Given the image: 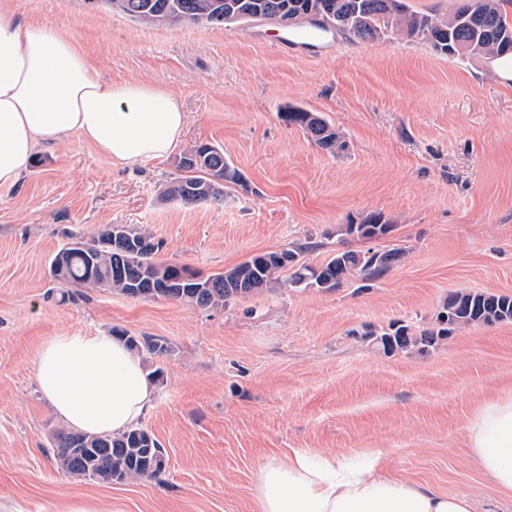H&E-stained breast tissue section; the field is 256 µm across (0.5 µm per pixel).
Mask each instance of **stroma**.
I'll return each mask as SVG.
<instances>
[{"label": "stroma", "mask_w": 512, "mask_h": 512, "mask_svg": "<svg viewBox=\"0 0 512 512\" xmlns=\"http://www.w3.org/2000/svg\"><path fill=\"white\" fill-rule=\"evenodd\" d=\"M19 18L79 36L105 78L176 92L184 145L210 143L246 177L219 205L162 202L178 154L115 166L70 136L38 149L0 189V512H252L260 468L291 451L384 448L391 476L512 512L476 469L464 425L512 392V322L466 328L425 353L387 354L362 324L431 328L458 291L512 295V80L490 60L421 41L338 36L283 51L270 27L140 25L83 0H0ZM338 130L330 153L286 126L285 106ZM382 238L340 235L369 215ZM131 224L161 241V261L209 274L253 254L398 247L385 276L332 291L279 288L215 311L82 288L61 299L50 260L67 235ZM152 336L149 412L165 448L156 479L102 484L59 472L44 446L61 421L33 374L40 345L64 332Z\"/></svg>", "instance_id": "obj_1"}]
</instances>
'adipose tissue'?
I'll return each mask as SVG.
<instances>
[{"label": "adipose tissue", "mask_w": 512, "mask_h": 512, "mask_svg": "<svg viewBox=\"0 0 512 512\" xmlns=\"http://www.w3.org/2000/svg\"><path fill=\"white\" fill-rule=\"evenodd\" d=\"M186 114L176 93L145 80H104L77 38L0 8V189L17 185L38 148L75 134L113 164L169 156ZM39 390L68 426L120 434L150 408L141 359L103 333L48 337L34 361ZM485 479L512 501V394L480 404L464 426ZM388 452L290 453L260 470L256 512H475L472 499L386 472Z\"/></svg>", "instance_id": "obj_1"}]
</instances>
